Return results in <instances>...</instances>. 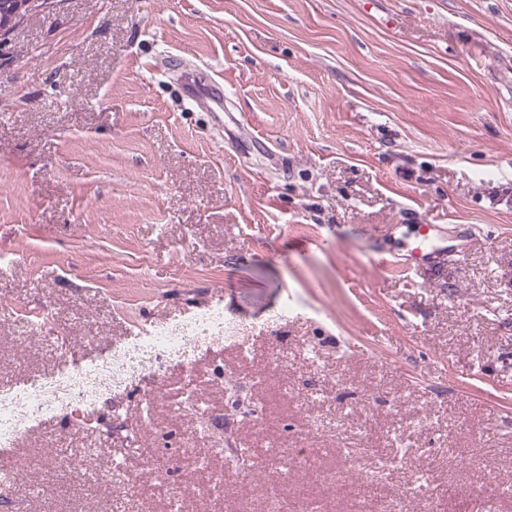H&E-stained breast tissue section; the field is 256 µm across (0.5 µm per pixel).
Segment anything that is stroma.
I'll return each mask as SVG.
<instances>
[{
	"instance_id": "35a3bbf8",
	"label": "stroma",
	"mask_w": 512,
	"mask_h": 512,
	"mask_svg": "<svg viewBox=\"0 0 512 512\" xmlns=\"http://www.w3.org/2000/svg\"><path fill=\"white\" fill-rule=\"evenodd\" d=\"M215 308L31 419L0 512H512V0H36L0 37V391Z\"/></svg>"
}]
</instances>
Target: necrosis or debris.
<instances>
[{
    "mask_svg": "<svg viewBox=\"0 0 512 512\" xmlns=\"http://www.w3.org/2000/svg\"><path fill=\"white\" fill-rule=\"evenodd\" d=\"M224 326V314L214 310L177 324H165L112 355L79 365L39 385L0 393V443L9 444L32 418L73 403L92 407L127 373L155 372L166 360L181 356L188 340L202 341L208 330Z\"/></svg>",
    "mask_w": 512,
    "mask_h": 512,
    "instance_id": "obj_1",
    "label": "necrosis or debris"
}]
</instances>
